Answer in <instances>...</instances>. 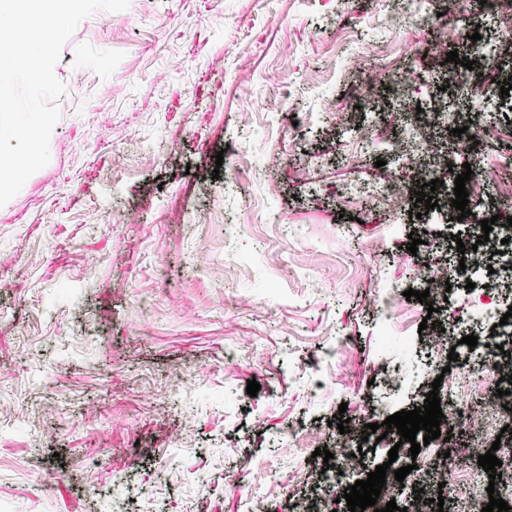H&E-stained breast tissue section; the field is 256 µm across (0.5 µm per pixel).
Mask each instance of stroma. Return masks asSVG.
I'll return each instance as SVG.
<instances>
[{
  "label": "stroma",
  "mask_w": 512,
  "mask_h": 512,
  "mask_svg": "<svg viewBox=\"0 0 512 512\" xmlns=\"http://www.w3.org/2000/svg\"><path fill=\"white\" fill-rule=\"evenodd\" d=\"M501 10L479 33L504 83ZM449 50L467 54L397 0H130L80 22L50 161L0 207V512H289L306 459L339 451V405L423 406L442 368L419 325L448 314L398 298L384 348L379 299L459 259L462 226L373 197L403 163L382 147L447 101L486 160L512 146L501 97L447 85Z\"/></svg>",
  "instance_id": "1"
}]
</instances>
